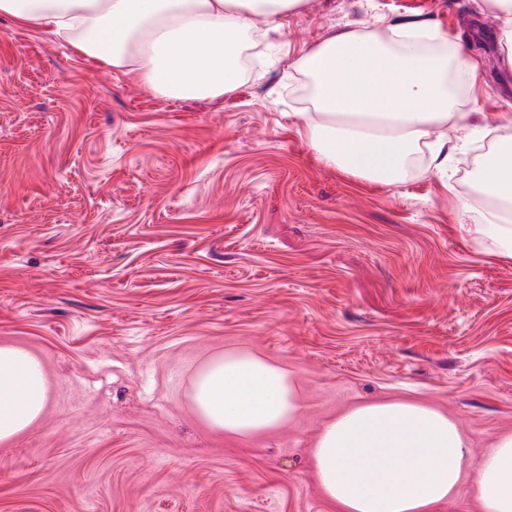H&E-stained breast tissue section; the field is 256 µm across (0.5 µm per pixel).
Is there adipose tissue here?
Instances as JSON below:
<instances>
[{"instance_id": "obj_1", "label": "adipose tissue", "mask_w": 512, "mask_h": 512, "mask_svg": "<svg viewBox=\"0 0 512 512\" xmlns=\"http://www.w3.org/2000/svg\"><path fill=\"white\" fill-rule=\"evenodd\" d=\"M303 0H0V17L68 43L107 72L138 78L154 94L219 98L241 83V55L260 26L275 30ZM294 68L312 83L299 119L326 165L394 185L427 159L454 177L472 146L468 133H498L507 113L466 111L483 84L470 45L415 21L344 29L303 52ZM477 196L462 203L464 237L512 259V140L472 173ZM49 399L36 357L0 345V442L29 428ZM190 399L213 430L249 438L295 420L296 376L267 358L227 350L196 371ZM325 499L337 512H434L470 481L483 512H512V434L480 462L444 413L420 402L356 405L327 422L311 451Z\"/></svg>"}]
</instances>
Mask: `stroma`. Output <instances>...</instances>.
Returning a JSON list of instances; mask_svg holds the SVG:
<instances>
[{
    "mask_svg": "<svg viewBox=\"0 0 512 512\" xmlns=\"http://www.w3.org/2000/svg\"><path fill=\"white\" fill-rule=\"evenodd\" d=\"M416 20L461 36L512 114L498 21L476 0H304L217 99L170 100L0 19V344L51 394L0 444V512H332L311 466L354 405L412 399L481 461L512 432V259L464 238L477 153L453 184L371 183L301 134L297 56L335 31ZM227 348L292 371L298 419L209 428L188 392Z\"/></svg>",
    "mask_w": 512,
    "mask_h": 512,
    "instance_id": "35a3bbf8",
    "label": "stroma"
}]
</instances>
